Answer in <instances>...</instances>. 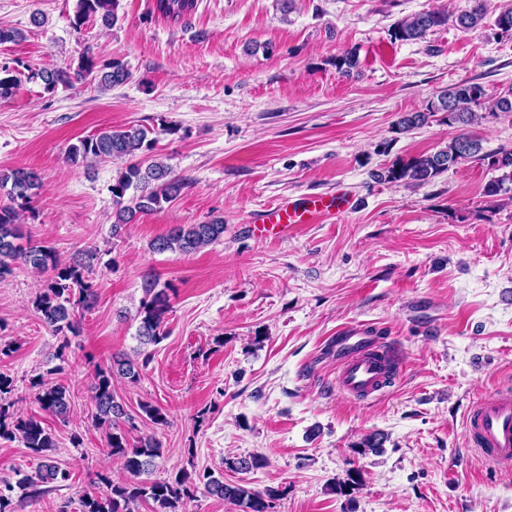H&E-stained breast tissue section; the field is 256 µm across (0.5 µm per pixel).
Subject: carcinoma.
<instances>
[{"instance_id":"1","label":"carcinoma","mask_w":512,"mask_h":512,"mask_svg":"<svg viewBox=\"0 0 512 512\" xmlns=\"http://www.w3.org/2000/svg\"><path fill=\"white\" fill-rule=\"evenodd\" d=\"M118 0H78L73 27L80 29L86 21H100L110 28L117 21ZM468 6L455 13L423 10L397 21L393 37L401 42L417 41L436 28L452 25L468 31L486 24L488 15L494 13V27L501 36L512 37V6L494 12L490 0H467ZM156 10L167 18L184 19L196 8V0H156ZM359 64L356 50L347 49L336 57L334 65L339 74L348 76ZM75 76L93 77L100 88L106 90L127 82L130 72L126 66L114 61L97 69L93 56L87 54L79 62ZM38 79L47 91L60 83L71 80L70 72L57 68H43L28 75ZM448 126L458 129V134L438 151L396 162L375 173L378 182H410L423 185L450 168L470 160L488 161L490 168L503 171L500 178L490 181L485 195L495 197L505 191L504 183L512 182V147H500L492 153L483 152L482 140L468 132V128L481 123L486 114H512V89L490 99L478 84H460L440 92L430 100L425 109L410 112L395 124V130L405 133L420 128L437 114ZM155 129L143 124H130L117 128H104L83 137L70 145L66 161L73 166L93 165L100 162L124 160L126 165L116 172L112 186V210L114 221L112 236L118 237L139 215L158 211L163 205L180 195L187 186L185 179L173 174L169 164L151 155L155 149ZM42 178L32 169L14 168L0 171V190L6 191L18 207L0 206V277L11 273L12 266L21 264L47 274L46 285L36 296L34 307L43 323L56 333L77 334L79 323L76 312L90 310L97 301V293L89 279L93 271L95 252L89 250L65 261L58 252L23 232L19 210L38 195ZM224 235V221L215 219L200 224H176L151 242L157 253L178 252L192 254L218 241ZM145 294L139 311L138 336L144 345L156 344L164 337L161 328L169 311L167 289L159 287L153 277H147L142 285ZM149 356L137 361L126 354L112 356L110 364L96 370L93 387L95 404L94 420L97 425L110 429L108 452L123 460L125 469L133 480L113 484L105 496L84 495L80 499L81 512H132L131 506L140 502L152 503L153 512H177L184 500L193 496L191 475L185 471L162 480L144 479L142 475L153 471L155 459L162 455V443L154 433L142 436L136 444L127 441L122 425L134 424L124 402L113 389V379L124 378L138 381L140 370L146 366ZM35 399L41 409L57 418H65L69 412L70 398L64 387L52 385L38 378ZM13 380L0 374V438H20L25 447L38 458L35 473L25 475L12 484L3 481L5 491H0V512H10V492L19 488L33 495L37 487L69 479V472L49 454L55 447L54 440L35 416L25 417L14 410L11 400ZM227 468L249 471L260 465L255 456L225 460ZM205 492L235 506L237 512H269L272 502L279 496L275 489L264 492L250 491L240 485L224 482V477L206 475Z\"/></svg>"}]
</instances>
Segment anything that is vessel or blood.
I'll return each instance as SVG.
<instances>
[{
    "mask_svg": "<svg viewBox=\"0 0 512 512\" xmlns=\"http://www.w3.org/2000/svg\"><path fill=\"white\" fill-rule=\"evenodd\" d=\"M345 197L305 196L276 206L254 225V234L280 238L323 223L331 215L350 210ZM341 350L337 384L349 396L363 399L381 390L387 376L389 353L357 327L339 337ZM466 428L471 445L494 466L512 468V392L483 397L470 409Z\"/></svg>",
    "mask_w": 512,
    "mask_h": 512,
    "instance_id": "obj_1",
    "label": "vessel or blood"
}]
</instances>
